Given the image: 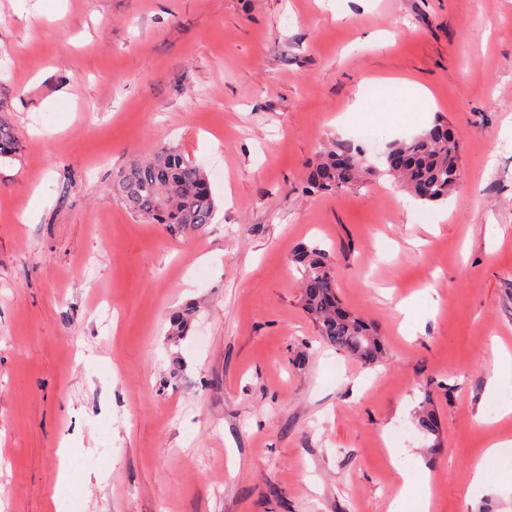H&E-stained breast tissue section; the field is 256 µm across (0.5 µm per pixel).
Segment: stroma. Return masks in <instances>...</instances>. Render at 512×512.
I'll list each match as a JSON object with an SVG mask.
<instances>
[{
	"label": "stroma",
	"instance_id": "1",
	"mask_svg": "<svg viewBox=\"0 0 512 512\" xmlns=\"http://www.w3.org/2000/svg\"><path fill=\"white\" fill-rule=\"evenodd\" d=\"M0 50L21 146L0 161V512H54L64 442L75 479H106L63 512H389L401 469L429 475L432 512H512V451L469 487L512 439L493 347H512V0H0ZM386 101V141L447 122L453 196L304 192ZM163 145L205 170L203 229L112 195ZM304 244L335 256L379 363L320 340ZM424 402L439 436L416 427ZM512 447V440H501L493 442L489 445V447L484 452V455L481 459V461L475 466L473 477H472V483L470 485V488L472 486L476 485H485L488 478V471L489 467L491 465V462L493 458L503 449H507Z\"/></svg>",
	"mask_w": 512,
	"mask_h": 512
}]
</instances>
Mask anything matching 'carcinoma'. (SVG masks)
<instances>
[{"label":"carcinoma","mask_w":512,"mask_h":512,"mask_svg":"<svg viewBox=\"0 0 512 512\" xmlns=\"http://www.w3.org/2000/svg\"><path fill=\"white\" fill-rule=\"evenodd\" d=\"M17 139L7 123H0V161L16 156ZM459 146L448 126L437 122L430 129L389 142L382 167L367 163L362 149L351 141H336L315 162L304 189L315 194L345 188L364 174L401 181L411 197L423 204L441 203L460 182ZM112 194L131 213L148 223L173 224L181 231L212 223L215 201L203 169L180 150L161 147L154 157L134 160L112 182ZM301 273L300 301L327 345L361 361L375 364L383 355L380 336L362 317L344 309L338 299L336 269L330 254L318 245H303L292 255ZM193 310L171 316V335L184 336ZM419 431L439 432L432 410L421 405L416 416Z\"/></svg>","instance_id":"carcinoma-1"}]
</instances>
